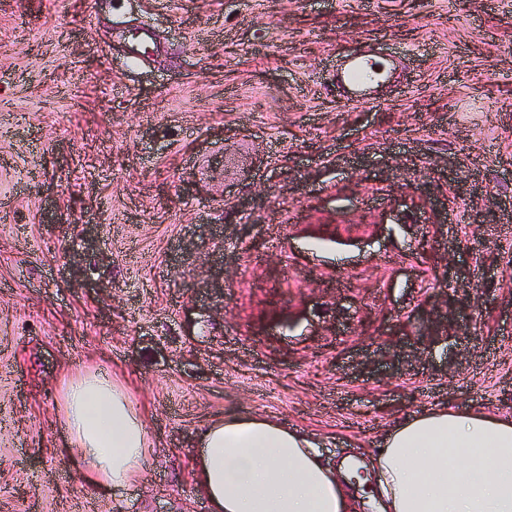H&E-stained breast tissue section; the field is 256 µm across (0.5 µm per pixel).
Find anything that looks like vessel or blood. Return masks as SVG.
I'll use <instances>...</instances> for the list:
<instances>
[{
	"mask_svg": "<svg viewBox=\"0 0 512 512\" xmlns=\"http://www.w3.org/2000/svg\"><path fill=\"white\" fill-rule=\"evenodd\" d=\"M400 65L399 59L382 58L365 51L346 57L336 67L337 88L350 103H374L379 90L390 83Z\"/></svg>",
	"mask_w": 512,
	"mask_h": 512,
	"instance_id": "b4317fda",
	"label": "vessel or blood"
}]
</instances>
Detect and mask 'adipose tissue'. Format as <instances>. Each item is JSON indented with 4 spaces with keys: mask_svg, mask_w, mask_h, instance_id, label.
I'll return each mask as SVG.
<instances>
[{
    "mask_svg": "<svg viewBox=\"0 0 512 512\" xmlns=\"http://www.w3.org/2000/svg\"><path fill=\"white\" fill-rule=\"evenodd\" d=\"M64 421L69 457L93 487L140 475L145 424L102 375L71 382ZM357 499L348 461L330 466L305 434L266 417L231 413L202 430L193 479L211 512H512V418L436 407L395 423Z\"/></svg>",
    "mask_w": 512,
    "mask_h": 512,
    "instance_id": "obj_1",
    "label": "adipose tissue"
}]
</instances>
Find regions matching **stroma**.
<instances>
[{"mask_svg": "<svg viewBox=\"0 0 512 512\" xmlns=\"http://www.w3.org/2000/svg\"><path fill=\"white\" fill-rule=\"evenodd\" d=\"M368 43L403 66L351 104ZM88 371L154 448L108 492ZM441 404L512 416V0H0V512H209L226 411L334 466ZM400 65L398 58L364 51L346 57L336 67V87L350 103H375L379 90L390 83ZM64 421L71 435L69 457L82 464V478L93 487L123 488L140 475L149 436L133 406L106 376L71 382Z\"/></svg>", "mask_w": 512, "mask_h": 512, "instance_id": "stroma-1", "label": "stroma"}]
</instances>
